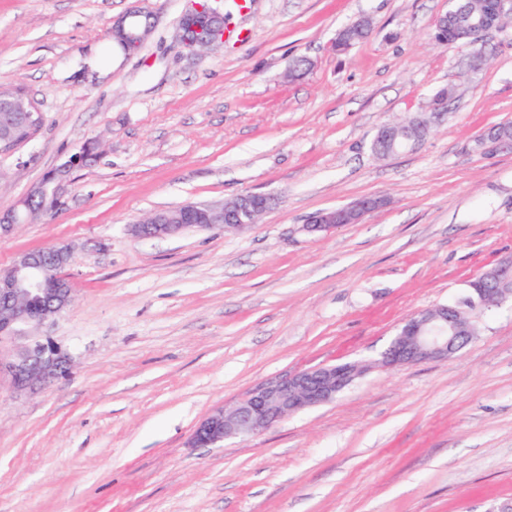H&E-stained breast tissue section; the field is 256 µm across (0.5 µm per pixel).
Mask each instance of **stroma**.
Returning <instances> with one entry per match:
<instances>
[{"instance_id":"35a3bbf8","label":"stroma","mask_w":512,"mask_h":512,"mask_svg":"<svg viewBox=\"0 0 512 512\" xmlns=\"http://www.w3.org/2000/svg\"><path fill=\"white\" fill-rule=\"evenodd\" d=\"M184 0H0V83L44 124L0 153V210L93 140L61 206L0 233L19 254L67 246L71 304L41 336L69 373L24 393L0 374V512H490L512 501V301L476 314L453 357L374 368L335 401L223 447L195 426L257 384L371 361L417 311L459 299L512 255V25L487 65L430 34L448 0H250L246 40L197 57ZM133 9L154 28L111 50ZM367 39L337 50L359 20ZM304 75L289 79L296 57ZM454 96L418 146L377 159L384 122ZM265 193L239 229L140 239L153 211ZM384 199L326 234L316 212Z\"/></svg>"}]
</instances>
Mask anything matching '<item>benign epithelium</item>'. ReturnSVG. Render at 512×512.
Masks as SVG:
<instances>
[{"mask_svg": "<svg viewBox=\"0 0 512 512\" xmlns=\"http://www.w3.org/2000/svg\"><path fill=\"white\" fill-rule=\"evenodd\" d=\"M178 36L193 55L228 40L224 27V11L213 6V0H187ZM512 14V0H498L495 17L478 16L470 22L471 36L484 34L500 25V19ZM150 17L133 10L112 24V39L125 42L128 49H137L151 32ZM88 157V151L71 155L56 166L41 182L34 185L21 201V207L0 212V228L25 224L34 216L29 200L39 198L51 208L61 205L60 191L70 183L73 170ZM273 198L268 194L245 193L222 205L216 220L198 225L211 229L221 225L240 227L257 223L268 212ZM384 200L364 196L338 209L320 211L309 218L305 229L310 233L327 232L338 224H356L366 214L381 207ZM191 224H173L163 212L153 213L149 224L132 226L141 238L177 235ZM70 251L61 246L47 252L33 250L21 253L14 265L0 274V341L19 336L26 327H39L49 321L72 301V289L61 275L50 276L49 270H61L69 260ZM466 299L472 308L488 309L512 297V257L502 258L477 280L470 282ZM475 335V327L464 308L438 305L418 311L406 318L375 365L395 368L427 361H446ZM72 358L67 351L48 340L36 338L20 346L10 361L0 362L10 372L15 388L26 390L37 384L68 373ZM368 366L361 363L324 365L268 379L256 385L230 408L214 410L194 429L190 443L196 447L221 448L224 441L247 434L262 433L289 416L312 407L326 405L350 387Z\"/></svg>", "mask_w": 512, "mask_h": 512, "instance_id": "benign-epithelium-1", "label": "benign epithelium"}]
</instances>
